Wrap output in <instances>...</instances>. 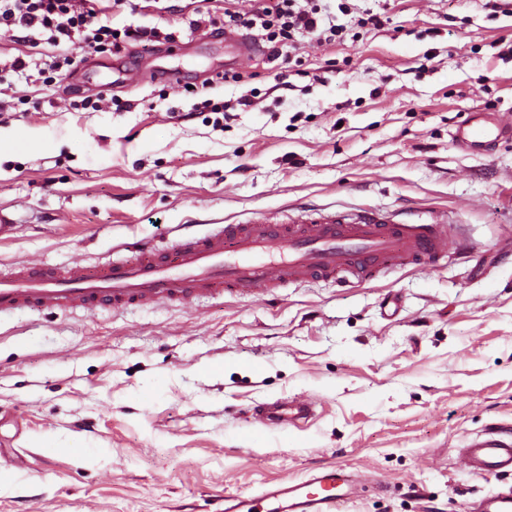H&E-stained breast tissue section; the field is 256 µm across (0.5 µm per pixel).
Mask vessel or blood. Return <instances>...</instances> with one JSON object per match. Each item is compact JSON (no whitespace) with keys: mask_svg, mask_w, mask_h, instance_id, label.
I'll return each instance as SVG.
<instances>
[{"mask_svg":"<svg viewBox=\"0 0 512 512\" xmlns=\"http://www.w3.org/2000/svg\"><path fill=\"white\" fill-rule=\"evenodd\" d=\"M224 50L230 65L237 66L254 55L256 46L248 35L228 34ZM505 140H512V123L491 112L470 113L451 137L458 148L471 152L488 151ZM451 239L444 224L392 223L375 212L354 220L312 212L301 224L266 218L252 224H216L203 236H183L166 247L140 245V258H116L101 271L74 262L0 273V313L184 303L228 291L270 293L315 279L352 287L378 268L436 267L447 256ZM312 413L309 401L278 399L262 405L255 416L260 426L273 428L308 420ZM461 458L477 476L511 474L512 431L496 427L472 437ZM362 485L346 468L326 466L301 480L263 486L252 495L225 494L223 512H340ZM472 509L512 512V488L474 500Z\"/></svg>","mask_w":512,"mask_h":512,"instance_id":"b4317fda","label":"vessel or blood"}]
</instances>
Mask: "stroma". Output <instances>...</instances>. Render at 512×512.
<instances>
[{"label": "stroma", "mask_w": 512, "mask_h": 512, "mask_svg": "<svg viewBox=\"0 0 512 512\" xmlns=\"http://www.w3.org/2000/svg\"><path fill=\"white\" fill-rule=\"evenodd\" d=\"M498 2L318 0L343 42L295 37L281 60L253 59L204 96L187 89L222 42L189 33L195 0L114 7V26L187 44L128 46L122 65L144 75L132 86L85 71L84 53L43 84L36 66L57 48L0 35V58L28 64L0 74V129L43 139L0 153V214L16 222L2 272L101 266L139 240L262 215L297 224L311 210L438 221L472 246L351 288L0 314V512H218L225 492L332 464L365 483L341 512H468L512 486L458 455L512 427V141L471 155L450 138L475 109L512 120V0ZM369 12L384 27H359ZM283 72L291 89L277 86ZM97 86L106 103L81 108ZM251 90L255 106L234 108ZM289 397L313 400L315 417L255 431L254 410Z\"/></svg>", "instance_id": "stroma-1"}]
</instances>
